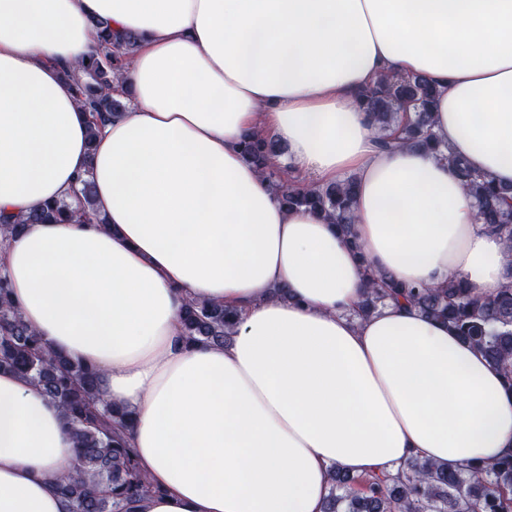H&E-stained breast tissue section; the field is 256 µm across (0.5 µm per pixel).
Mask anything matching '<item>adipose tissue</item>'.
<instances>
[{
    "label": "adipose tissue",
    "mask_w": 512,
    "mask_h": 512,
    "mask_svg": "<svg viewBox=\"0 0 512 512\" xmlns=\"http://www.w3.org/2000/svg\"><path fill=\"white\" fill-rule=\"evenodd\" d=\"M96 19L137 47L112 83L127 111L94 133L62 69L95 51ZM407 75L436 87L450 151L511 185L512 0H0V215L75 201L87 172L102 218L26 225L0 273L132 413L159 489L142 512H323L336 466L512 456L499 368L413 307L358 311L370 268L512 285V252L447 161L378 149L359 100ZM248 135L286 147L285 184L355 177L359 248L279 202ZM190 301L237 311L228 342L185 343ZM73 456L58 405L0 372V512H67Z\"/></svg>",
    "instance_id": "ef3b65f1"
}]
</instances>
